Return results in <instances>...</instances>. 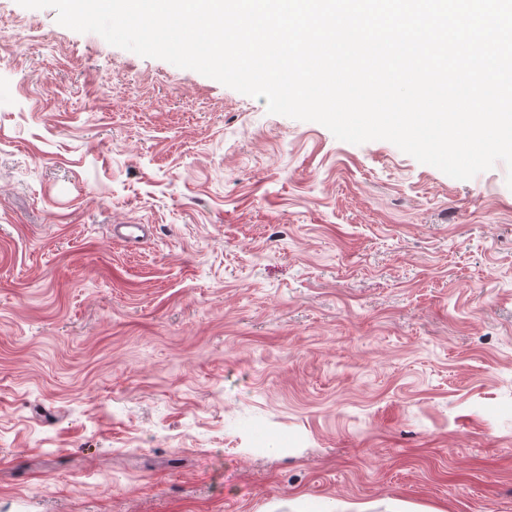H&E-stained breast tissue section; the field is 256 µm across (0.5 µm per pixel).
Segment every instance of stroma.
Listing matches in <instances>:
<instances>
[{"label":"stroma","mask_w":512,"mask_h":512,"mask_svg":"<svg viewBox=\"0 0 512 512\" xmlns=\"http://www.w3.org/2000/svg\"><path fill=\"white\" fill-rule=\"evenodd\" d=\"M506 173L0 0V512H512Z\"/></svg>","instance_id":"35a3bbf8"}]
</instances>
